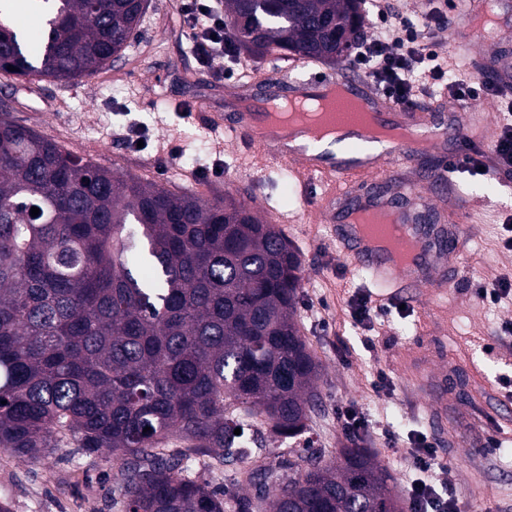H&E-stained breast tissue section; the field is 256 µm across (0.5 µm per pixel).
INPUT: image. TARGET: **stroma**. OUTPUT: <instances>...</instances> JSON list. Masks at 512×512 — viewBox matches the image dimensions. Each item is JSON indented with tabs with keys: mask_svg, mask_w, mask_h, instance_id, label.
Returning <instances> with one entry per match:
<instances>
[{
	"mask_svg": "<svg viewBox=\"0 0 512 512\" xmlns=\"http://www.w3.org/2000/svg\"><path fill=\"white\" fill-rule=\"evenodd\" d=\"M224 76L199 68L185 37L179 0H149L137 35L122 57L96 75L70 83L7 78L0 103L7 117L34 129L96 166L147 179L208 201L233 194L260 215L284 214L281 231L302 262L297 319L320 366L319 411L311 413L309 437L323 459L348 444L345 407L360 408L372 434L360 445L376 455L396 493L412 467V431L429 435L443 466L430 474L438 485L453 484L467 512H512V402L504 379H512V298L481 303L479 283L512 279V251L499 243L512 220V172L473 178L460 172L457 187L474 204L463 229L469 235L455 288L441 293L425 287L419 299L391 307L357 327L351 301L380 294L365 270L336 264V243L317 210L301 211L297 180H285V166L265 164L259 151L237 143L214 152L207 115L225 109L248 73L290 71V64L240 54L223 61ZM139 129L132 143L130 126ZM179 136L181 151L171 157L158 147ZM448 378V418L436 428L427 396L412 385L417 367ZM389 385L376 392L378 376ZM400 427L390 442L387 424ZM120 464L105 454H83L76 440L31 461L0 450V503L10 512H116L112 487Z\"/></svg>",
	"mask_w": 512,
	"mask_h": 512,
	"instance_id": "obj_1",
	"label": "stroma"
}]
</instances>
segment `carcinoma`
Returning <instances> with one entry per match:
<instances>
[{
    "label": "carcinoma",
    "mask_w": 512,
    "mask_h": 512,
    "mask_svg": "<svg viewBox=\"0 0 512 512\" xmlns=\"http://www.w3.org/2000/svg\"><path fill=\"white\" fill-rule=\"evenodd\" d=\"M34 2L35 54L0 3V74L91 77L146 10ZM364 4L224 0V15L235 53L334 65L366 36ZM300 272L245 202L126 178L1 117L0 449L37 460L71 434L122 461L112 502L123 512H407L355 442L335 460L307 443L295 461L261 465L252 498L233 491L240 479L215 488L192 468L261 457L265 445L234 434L245 425L284 439L307 430L319 366L295 319Z\"/></svg>",
    "instance_id": "cac0c4a2"
}]
</instances>
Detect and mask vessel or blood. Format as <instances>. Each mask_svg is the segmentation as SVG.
Returning a JSON list of instances; mask_svg holds the SVG:
<instances>
[{
	"label": "vessel or blood",
	"instance_id": "vessel-or-blood-1",
	"mask_svg": "<svg viewBox=\"0 0 512 512\" xmlns=\"http://www.w3.org/2000/svg\"><path fill=\"white\" fill-rule=\"evenodd\" d=\"M497 8L496 0H457L448 36L459 58L472 59L475 41H490L496 37L498 28L494 16ZM334 84L344 86L350 95L365 100L373 108L380 124H406L419 133L431 135L430 150L437 155L438 164L421 180L411 179L410 172L419 152L409 142L400 143L394 152L382 156L369 167L358 165L350 157L336 156L315 161L305 152L286 153L275 143L257 139L254 135L268 112L269 100L265 97L250 99L244 107L230 102L231 119L216 116L212 122L224 126L227 133L247 146L265 149L272 161L297 164L301 180H311L320 185L321 210L330 215L337 211L342 214L341 223L331 227L337 250L355 267L366 270L373 283L396 289L408 297L428 284L441 289L450 288L454 281L447 278L446 273L460 268L467 245L461 223L471 211L468 201L456 192L453 167L477 145L473 127L484 122V115L467 111L458 104L448 105L446 111L440 113L419 106H398L372 89L361 75L350 70L291 82L288 92L312 95ZM393 186L409 192L423 205L441 214V225L431 228L413 225L418 253L410 268H391L386 257L359 236L351 221L354 214L372 208L384 214L391 212V205L384 202L381 195ZM419 384L431 397L434 423L443 424L448 413L446 384L440 377L426 371L422 372Z\"/></svg>",
	"mask_w": 512,
	"mask_h": 512
}]
</instances>
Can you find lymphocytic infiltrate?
<instances>
[{"label":"lymphocytic infiltrate","instance_id":"f902f5d3","mask_svg":"<svg viewBox=\"0 0 512 512\" xmlns=\"http://www.w3.org/2000/svg\"><path fill=\"white\" fill-rule=\"evenodd\" d=\"M376 15L391 37L387 41L365 40L354 55V62L381 87L384 94L399 105H414L425 95H451L467 101L479 94L492 93V86L472 81L469 74L449 72L448 56L431 48L430 29L448 26V14L441 8L416 18L394 8L389 0H374ZM180 10L188 29L191 54L205 69L230 51L232 36L224 20L223 0H181ZM413 474L404 492L411 512H461L456 489L436 487L427 475L440 465L433 443L424 433H417L410 450Z\"/></svg>","mask_w":512,"mask_h":512}]
</instances>
